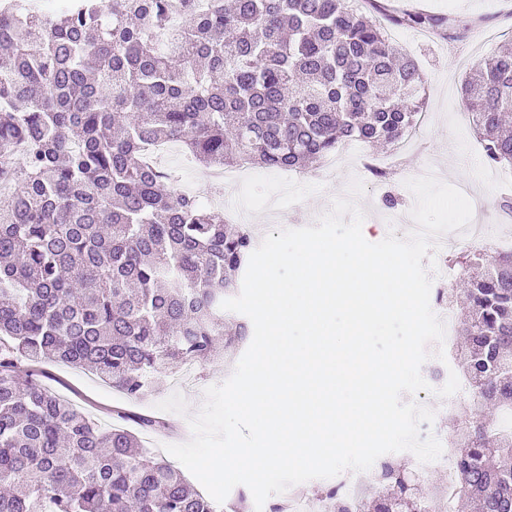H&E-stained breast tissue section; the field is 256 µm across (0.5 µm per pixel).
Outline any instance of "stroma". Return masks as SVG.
Here are the masks:
<instances>
[{"label":"stroma","mask_w":512,"mask_h":512,"mask_svg":"<svg viewBox=\"0 0 512 512\" xmlns=\"http://www.w3.org/2000/svg\"><path fill=\"white\" fill-rule=\"evenodd\" d=\"M395 10H420L433 14H450L460 24L486 18V37L469 39L471 56H463L460 43L448 42L433 36L419 37L412 29L390 27L392 41L402 47L425 71V118L402 147L357 145L342 157L335 174L320 180V166L301 172L277 171L259 166L251 167L252 179L243 193L259 201L277 195L284 212L283 227L301 228L310 225L326 213L335 198L344 196L352 180H360L363 193L357 197L358 206L369 224L385 223L390 213L383 199L394 195L400 209L412 210L415 199L405 182L412 174L427 165L443 168L442 180L453 186H467L473 204L471 223L483 237L512 235V216L504 214L498 205L500 193L512 191V169L481 164L482 148L477 142L462 102V87L478 60L492 56L503 43L504 33H512V0H388ZM371 158L384 168L385 177L374 176L363 167V158ZM49 385L61 395L74 401L77 407L105 426L115 425L112 409L126 406L140 413H155L156 403L174 393L170 372L156 374L151 395L128 402L111 385L95 375L64 365L50 368ZM230 373L222 365L204 363L197 368V387L184 392L186 414L165 413L170 431L161 433L164 444L186 442L191 437L187 418L200 409L206 387L228 379Z\"/></svg>","instance_id":"1"}]
</instances>
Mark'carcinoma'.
Returning <instances> with one entry per match:
<instances>
[{
  "label": "carcinoma",
  "instance_id": "1",
  "mask_svg": "<svg viewBox=\"0 0 512 512\" xmlns=\"http://www.w3.org/2000/svg\"><path fill=\"white\" fill-rule=\"evenodd\" d=\"M461 38L454 19L377 0H70L0 5V512H216L124 426L102 429L44 383L87 369L130 400L152 375L217 362L246 323L235 296L255 241L142 161L177 143L209 168L304 170L346 141L401 142L427 82L386 25ZM465 110L490 165H512V46L476 65ZM471 316L460 385L512 413V252L461 256ZM27 362L25 371L19 363ZM143 431L163 422L114 409ZM474 512H512V430L452 425ZM375 492L327 512H444L390 458Z\"/></svg>",
  "mask_w": 512,
  "mask_h": 512
}]
</instances>
